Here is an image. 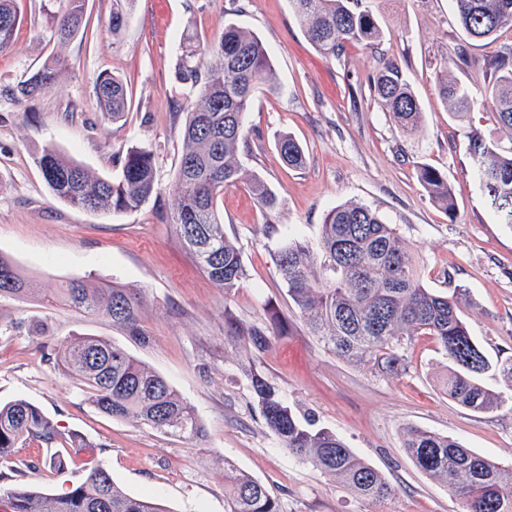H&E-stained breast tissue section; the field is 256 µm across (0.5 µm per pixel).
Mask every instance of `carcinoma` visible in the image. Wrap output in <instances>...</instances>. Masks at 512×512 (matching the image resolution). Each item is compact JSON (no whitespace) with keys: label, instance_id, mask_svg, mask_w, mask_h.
<instances>
[{"label":"carcinoma","instance_id":"1","mask_svg":"<svg viewBox=\"0 0 512 512\" xmlns=\"http://www.w3.org/2000/svg\"><path fill=\"white\" fill-rule=\"evenodd\" d=\"M15 0H0V53L13 47L21 17ZM293 12L316 50L336 59L348 43L368 45L384 37L378 20L363 0H290ZM462 31L477 39H494L512 28V0H452ZM85 0H48L44 5L49 40L63 47L85 30ZM175 71L178 84L198 90L185 106L183 153L171 191V224L209 279L224 292L245 277L240 248L224 231L220 203L224 191L243 186L264 209L276 196L254 172L243 167L248 147L244 120L256 89L276 88L265 43L234 23L224 26L210 43L201 44L191 29L181 36ZM58 66H45L18 81L7 97L22 107L59 79ZM485 96L500 123L512 131V46L488 64ZM383 108L404 131L417 128L422 109L398 67L384 61L371 81ZM102 112L117 123L130 108L127 84L110 73L95 81ZM440 94L448 112L462 117L474 100L469 88L446 77ZM475 171L501 223L512 228V151L503 154L477 134H470ZM282 160L299 168L305 155L298 141L284 134L278 141ZM52 194L90 212L134 211L158 193L153 150L133 145L126 151L117 178L99 176L46 148L34 158ZM418 179L447 210L454 206L447 178L422 164ZM276 270L288 297L323 347L356 365L370 364L385 376L409 369L407 346L416 336H429L448 360L444 388L461 406L489 413L504 403L501 393L484 382L499 374L512 382V360L492 361L471 335L456 294L431 291L420 281L415 259L396 229L359 203L327 211L317 246L294 239L275 256ZM30 288L14 262L0 254V296L23 298ZM75 311L102 317L130 336H142L139 298L132 288L106 286L80 278L59 283L45 296ZM231 333L245 347L262 353L269 347L265 328L232 321ZM61 366L75 376L102 414L144 424L162 434L192 439L201 426L193 409L166 380L124 349L102 337H82L65 348ZM252 410L281 441L288 453L337 478L358 497L382 503L395 493L373 466L357 456L335 432L301 417L266 376L247 371ZM37 440L53 449L46 463L60 468L70 448H89L78 434L62 436L32 403L19 399L0 403V466L13 463L16 449ZM404 447L416 467L457 497L462 512H512V466L502 465L465 447L457 439L420 428L405 431ZM225 512H281L279 501L258 480L224 462ZM10 512H170L160 500L134 497L97 463L86 479L59 495L32 485L5 490Z\"/></svg>","mask_w":512,"mask_h":512}]
</instances>
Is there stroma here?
Segmentation results:
<instances>
[{
	"mask_svg": "<svg viewBox=\"0 0 512 512\" xmlns=\"http://www.w3.org/2000/svg\"><path fill=\"white\" fill-rule=\"evenodd\" d=\"M386 32L372 46L347 45L341 58L321 56L307 39L289 0H130L120 35L111 30L113 0H86V31L64 48L50 42L42 0H18L22 22L11 51L0 54V253L32 286L28 298L0 297V401L25 399L64 435L87 447L71 451L60 470L44 466L40 442L19 449L16 464L0 467V489L35 484L49 494L83 480L91 464L107 466L135 497L161 499L170 512H224V463L232 461L263 483L282 512H461L459 500L413 463L404 430L414 426L459 439L468 448L512 465V388L488 385L506 401L476 414L445 394L448 362L433 339L417 337L410 367L387 378L356 367L311 336L288 298L274 263L276 251L299 236L317 243L324 214L358 202L392 224L415 256L424 287L460 292L471 335L493 360L512 358V228L501 224L475 176L469 133L512 148L486 104L485 67L512 29L476 41L459 28L451 0H368ZM232 20L265 42L276 89L260 87L246 117V169L276 194L274 210L260 208L243 188L225 192L224 230L241 249L247 274L231 292L197 266L169 217L168 193L182 154L186 92L174 79L182 32L212 39ZM64 61L57 84L31 104L15 107L4 91L52 58ZM396 63L418 98L423 117L403 133L371 89L380 60ZM112 73L128 82L131 109L115 123L100 112L95 79ZM470 89L465 121L448 112L442 75ZM292 135L306 162L280 158V135ZM156 153L161 196L138 210L101 214L54 198L34 158L51 147L102 176L117 174L132 145ZM443 173L455 210L434 202L417 177L418 165ZM274 225L273 234L263 232ZM67 278H89L136 290L145 338L129 336L100 318L58 304L43 291ZM289 325L272 333L269 348L251 355L227 336L226 322ZM89 335L103 336L159 373L191 405L200 437L167 436L132 420L101 414L78 380L54 361L57 352ZM255 364L288 403L315 413L394 486L374 506L331 476L288 454L263 424L245 372Z\"/></svg>",
	"mask_w": 512,
	"mask_h": 512,
	"instance_id": "obj_1",
	"label": "stroma"
}]
</instances>
